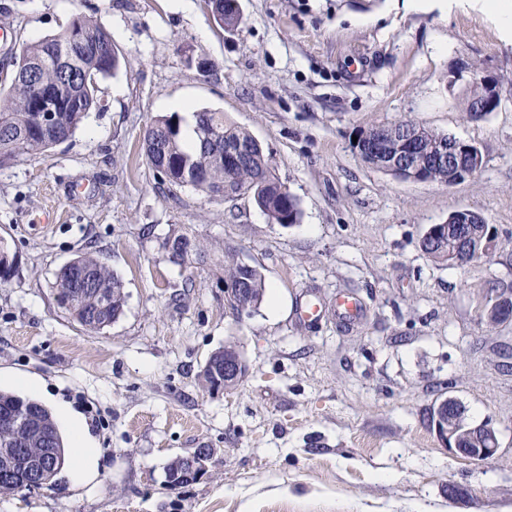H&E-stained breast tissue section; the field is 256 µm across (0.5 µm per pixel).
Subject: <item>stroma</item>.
<instances>
[{"instance_id": "stroma-1", "label": "stroma", "mask_w": 512, "mask_h": 512, "mask_svg": "<svg viewBox=\"0 0 512 512\" xmlns=\"http://www.w3.org/2000/svg\"><path fill=\"white\" fill-rule=\"evenodd\" d=\"M232 33L208 0H0V79L23 44L100 24L119 57L98 108L66 142L0 167V391L35 380L99 451L93 485L0 495V512H512V321L486 322L512 293V34L480 0H239ZM206 70H198V61ZM473 61L499 82L495 112L467 116ZM223 113L254 136L301 208L269 223L251 197L211 198L154 174L145 136L160 116ZM409 121L477 145L464 181H402L364 164L353 138ZM480 214L492 258L434 262L421 243L450 213ZM203 257L174 263L172 230ZM93 252L124 282L119 320L99 332L54 299L58 271ZM261 265L266 296L238 316L224 254ZM357 294L351 330L325 313L295 322L301 297ZM235 343L248 373L212 391L201 371ZM452 397L491 421L499 449L451 453L430 412ZM210 448L200 480L172 490L166 467Z\"/></svg>"}]
</instances>
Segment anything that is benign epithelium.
<instances>
[{
	"label": "benign epithelium",
	"instance_id": "1",
	"mask_svg": "<svg viewBox=\"0 0 512 512\" xmlns=\"http://www.w3.org/2000/svg\"><path fill=\"white\" fill-rule=\"evenodd\" d=\"M467 76L470 86L479 87L477 97L473 100L469 118L478 121L495 111L501 102V88L498 81L487 71L475 69L471 62L465 61L458 68V76ZM33 111L40 113V121L48 124L53 117L54 107L46 101V96L37 93L33 102ZM417 134L404 124L372 126L360 131L357 140V154L364 156L368 151L381 157L390 142H397V152L387 157L385 170L397 173L400 179L413 182H426L427 171L432 166L448 168V183L454 184L476 174L483 165L481 150L465 140L449 137L439 141L433 149L422 153L416 148ZM495 248V239L491 232H486L469 242L463 251L456 255L462 264L486 254ZM485 317L492 323L512 320V295L496 297L485 308ZM436 434L444 445L461 455L474 460H484L497 451L498 437L496 429L488 422L484 429L490 435L487 447L471 448L473 433L458 426L450 427L448 422L437 420L433 423ZM211 449L198 448L183 458L181 467L175 475L168 478L167 485L173 489L182 481L195 482L208 471ZM24 460L23 468L27 471V487L47 486L54 478L59 464V450L53 447V440H48L47 447L38 456L22 454L20 448H0V476L15 474L19 460Z\"/></svg>",
	"mask_w": 512,
	"mask_h": 512
}]
</instances>
